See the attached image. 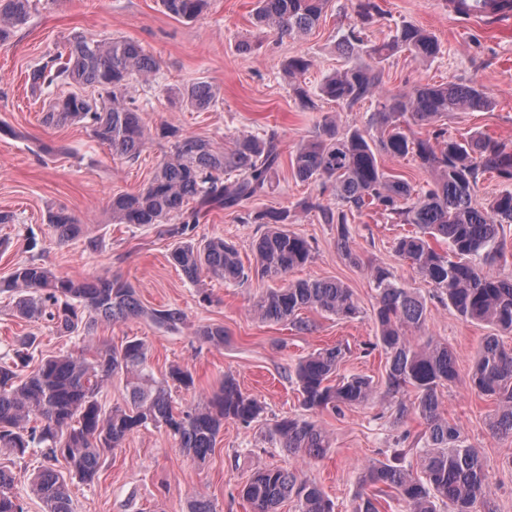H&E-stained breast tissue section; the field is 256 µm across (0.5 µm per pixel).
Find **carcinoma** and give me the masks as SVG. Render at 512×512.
<instances>
[{
	"mask_svg": "<svg viewBox=\"0 0 512 512\" xmlns=\"http://www.w3.org/2000/svg\"><path fill=\"white\" fill-rule=\"evenodd\" d=\"M329 0H256L257 24L281 37L305 35L318 24ZM171 15L192 20L199 17L208 0H162ZM354 10L365 26L372 22L377 6L373 0H357ZM29 0H0V41L25 23ZM404 50L414 59L436 58L441 47L424 29L406 24L389 41L368 47V55L379 61ZM312 67L305 55L286 63L289 87L300 103L315 109L302 78ZM159 69L154 55L140 43L128 39L91 42L75 37L66 55H58L33 71L36 87L56 83L88 86L97 92L90 98L78 92L53 99L45 121L49 125L83 122L94 138L129 162L137 161L150 140L140 108L129 95L135 81H152ZM381 92V73L360 63H348L324 78L318 93L342 107ZM179 99L197 110L213 101L209 86L197 84L179 92ZM490 100L480 89L458 83L419 84L409 91L387 93L371 122L380 132L379 141L360 128L336 136L334 126H318L316 135L301 145L290 162L302 182L332 185L341 208L319 206L326 224L339 225V240L348 242L347 213L373 206L393 215L402 224H414L419 233L404 237L396 251L438 290L462 317L512 332V276L488 271L501 257L500 231L512 224V190L488 204L477 201L479 176L496 173L512 180V148L481 136L462 140L445 138L438 129L433 138L417 137L403 125L408 116L417 125H428L450 112H480ZM157 136L171 143V150L158 164L150 183L133 194L112 197V222L154 226L162 235L178 237L171 260L193 284L203 275L226 283L249 278L236 249L222 239L196 240L190 235L203 211L237 208L243 201L269 193L281 157L280 141L273 130L263 136L243 134L230 149L180 129L163 124ZM404 158L412 155L434 175L430 188L417 187L391 173L380 156ZM172 219L179 223L171 225ZM268 230L255 245L256 267L261 276L282 279L312 258L304 237L282 228L288 212L267 211L255 217ZM48 224L56 240H80L89 250L98 240L86 235V225L60 208L49 213ZM445 241L440 251L431 241ZM377 291L376 345L387 356L386 385L389 393L407 388L415 392L417 409L426 420L424 447L416 449L422 475L406 465L408 450L396 448L388 461L364 470V486H385L397 492L406 512H437L447 503L451 512H490L489 484L477 449L465 444L460 430L439 412L437 388L458 376L457 359L444 343L412 342L408 331L426 321L427 307L419 296L396 282L381 267L371 268ZM0 293L17 296L16 310L28 320H47L66 336L89 339L101 323H119L148 315L157 324L177 327L184 321L178 308L146 311L132 285L100 277L77 281L58 276L41 263L29 261L14 268L0 281ZM321 310L339 319H350L359 307L349 288L335 280L289 281L272 288L254 304L264 322H291L305 330L299 311ZM199 340L224 343V327L208 325L197 333ZM34 343L25 339L14 349L13 358L0 360V447L10 448L20 458L30 448L45 449L46 457L57 452L68 464V475L44 467L34 478V491L44 512H73L67 478L87 484L98 475L105 458L119 447L135 428L149 424L175 437L185 453L205 462L216 447L224 422L248 426L258 419L262 407L242 391L235 379L226 377L217 393L200 398L177 410L169 393L174 384L194 388L192 373L180 366L170 368L158 380L149 365L145 344L128 340L119 346L98 348L92 357H49L26 378L17 368L29 360ZM343 359L340 346L320 349L298 360L293 373L310 410H336L360 404L373 395L371 380L351 376L333 379ZM126 375L127 396L123 403L103 410L100 398L113 375ZM470 384L479 393L496 400L498 409L490 423L495 434L512 436V351L498 337L488 336L477 352ZM275 433L282 447L304 459L324 456L330 448L328 432L320 425L288 417L277 422ZM252 512H278L286 500L295 502L296 512H334L333 502L322 488L299 472L282 468H257L241 489ZM0 512H24L13 493V476L0 467Z\"/></svg>",
	"mask_w": 512,
	"mask_h": 512,
	"instance_id": "obj_1",
	"label": "carcinoma"
}]
</instances>
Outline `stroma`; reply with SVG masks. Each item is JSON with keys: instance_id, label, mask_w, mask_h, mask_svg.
I'll return each mask as SVG.
<instances>
[{"instance_id": "obj_1", "label": "stroma", "mask_w": 512, "mask_h": 512, "mask_svg": "<svg viewBox=\"0 0 512 512\" xmlns=\"http://www.w3.org/2000/svg\"><path fill=\"white\" fill-rule=\"evenodd\" d=\"M254 2L210 0L203 15L187 21L169 14L161 0H31L26 23L0 43V123L11 129L10 134L0 133V211L13 217L12 223L0 224V278L17 264L37 259L75 280L110 276L126 281L144 307H174L185 320L175 329L145 317L102 324L95 344L143 340L158 377L170 365L188 367L195 387L173 389L176 406L212 395L228 374L263 405L251 425L226 421L214 452L202 464L187 457L164 429H135L106 460L95 483H70L73 512H190L197 497L210 499L217 512H252L240 489L260 465L298 470L322 487L335 512H351L363 469L387 461L392 449L422 447L427 427L414 409L413 392L387 391L386 355L375 345L377 295L368 274L372 266L386 268L423 299L427 317L421 329L412 331L414 342L431 338L454 351L458 376L439 389V408L480 453L495 512H512V436L492 434L489 423L496 404L469 382L472 358L484 338L499 335L512 348V334H497L492 326L460 316L396 252L397 239L414 234V225L396 223L368 207L349 220V245L341 247L336 225L324 223L319 211L320 206L336 205L333 190L296 180L290 156L310 139L322 117L333 118L341 133L368 128L378 101L368 98L350 108L324 102L314 112L295 100L283 73L289 57L310 56L314 65L305 82L310 92H317L323 77L347 57L366 60V46L387 41L397 28L413 24L435 36L441 52L427 64L405 51L377 63L383 90L397 93L443 82L475 86L489 97V109L449 113L437 127L453 139L482 134L512 148V23L460 20L449 14L448 0H374L378 12L363 27L353 9L355 0H329L323 21L312 32L281 39L255 25ZM356 26L363 29V41L348 55L339 43ZM76 36L134 40L155 56L160 67L154 80L132 83L129 89L148 129L168 123L228 148L242 134L277 132L282 157L273 190L238 208L211 211L193 235L224 238L236 247L244 266L252 268L255 242L267 230L252 223V216L288 211L287 231L304 236L313 247L311 262L290 272V279L342 282L358 303L355 318L305 310L303 330L287 322H262L254 316L253 304L279 287V280L255 275L240 284L208 279L196 286L170 261L174 238L153 227L112 223L107 211L112 196L147 185L170 145L153 140L132 164L95 141L83 124L45 123L48 101L70 88L35 90L29 75ZM199 83L211 85L216 93V104L208 110L179 106L169 95L170 90ZM434 128L420 126L416 133L426 138ZM52 208L66 209L87 224L98 249L87 250L80 241L58 243L47 222ZM209 324L223 326V346L198 340L197 329ZM27 336L34 340L29 353L35 364L82 348L76 337L61 335L47 321L18 318L13 299L0 295V357ZM333 345L345 351L337 377L367 376L375 394L367 403L336 413L309 410L302 404L292 367L299 358ZM285 417L322 425L332 440L328 454L303 460L282 448L274 427ZM49 464L61 472L66 469L64 461L48 462L38 448L22 458L0 449V466L12 472L13 491L25 512H42L30 481Z\"/></svg>"}]
</instances>
